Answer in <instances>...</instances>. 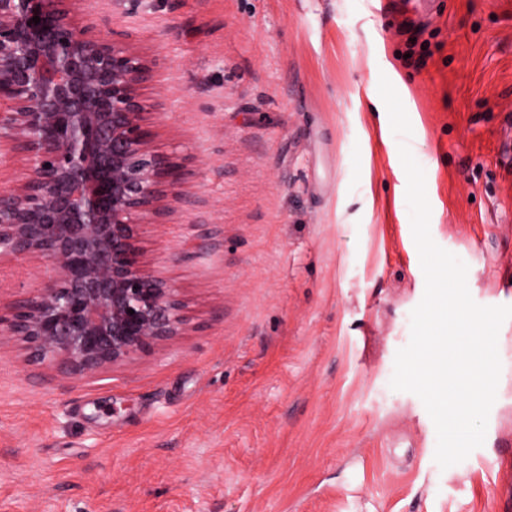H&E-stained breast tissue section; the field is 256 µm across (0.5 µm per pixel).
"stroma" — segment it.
Here are the masks:
<instances>
[{"label":"stroma","mask_w":512,"mask_h":512,"mask_svg":"<svg viewBox=\"0 0 512 512\" xmlns=\"http://www.w3.org/2000/svg\"><path fill=\"white\" fill-rule=\"evenodd\" d=\"M75 22L153 71L181 182L139 239L186 325L79 378L0 345V512H507L512 318L462 462L390 382L425 290L400 144L473 300L512 306V0H79ZM49 270L0 261V307Z\"/></svg>","instance_id":"35a3bbf8"}]
</instances>
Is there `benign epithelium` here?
I'll use <instances>...</instances> for the list:
<instances>
[{
	"mask_svg": "<svg viewBox=\"0 0 512 512\" xmlns=\"http://www.w3.org/2000/svg\"><path fill=\"white\" fill-rule=\"evenodd\" d=\"M77 2L0 0V152L28 165L0 189V258L38 256L54 270L38 294L0 311V343L68 376L123 364L185 325L176 289L146 269L138 239L139 221L162 214V187L180 180L151 146L140 93L150 70L78 27Z\"/></svg>",
	"mask_w": 512,
	"mask_h": 512,
	"instance_id": "7a95c632",
	"label": "benign epithelium"
}]
</instances>
